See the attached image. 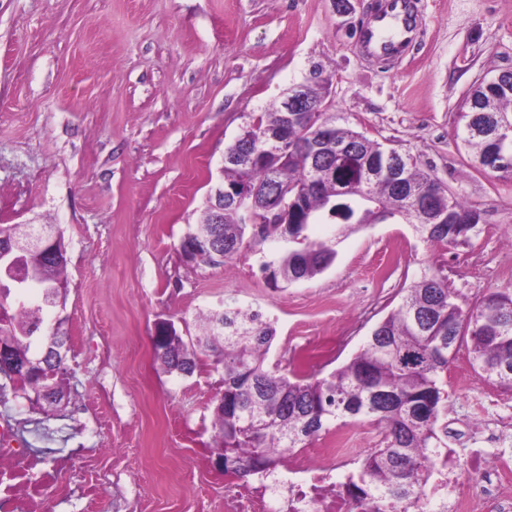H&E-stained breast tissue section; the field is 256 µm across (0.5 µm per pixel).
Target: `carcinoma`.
<instances>
[{"instance_id":"obj_1","label":"carcinoma","mask_w":512,"mask_h":512,"mask_svg":"<svg viewBox=\"0 0 512 512\" xmlns=\"http://www.w3.org/2000/svg\"><path fill=\"white\" fill-rule=\"evenodd\" d=\"M508 86L484 81L469 96L475 107L494 114L506 128L497 153L512 173V77ZM463 143L475 164L494 148L473 112L460 115ZM309 115L285 120L284 112L251 117V133L277 136L288 130V158L277 168L260 157L242 168L224 163V182H247L265 199L276 185L307 192L306 210L314 220L327 215L340 220L339 237L395 216L410 224L427 242L441 247L468 246L482 232V212L459 201L406 151L385 147L347 127L333 125L323 155L336 165L309 168L297 152L299 142L315 133ZM395 152L403 158L399 187L372 165ZM304 210V211H306ZM303 210L291 211L288 223L264 216L260 236L255 225L239 223L224 211V223L213 225L229 259L243 246L256 247L274 237L280 249L261 263L272 280L289 285L324 272L336 258V244L306 234ZM32 254L12 249L0 257V376L24 393H50L42 412L69 398L65 351L70 336L64 320L42 325L43 307L65 304L67 258L41 256L38 276H28ZM275 338L273 324L258 310L226 307L211 312L203 335L187 344L177 329L153 344L169 374L190 377L198 368L197 349L212 356L221 373L224 395L216 399L214 428L224 472L262 479L280 460L277 450L303 448L337 422L367 419L381 426V445L366 456L357 473L347 475L348 494L368 498L373 512H396L404 502L419 503L442 486L448 466V366L463 346L478 372L512 392V289L496 288L464 308L448 288V278L430 268L404 289L398 305L372 329L362 348L322 378L290 379L266 368Z\"/></svg>"}]
</instances>
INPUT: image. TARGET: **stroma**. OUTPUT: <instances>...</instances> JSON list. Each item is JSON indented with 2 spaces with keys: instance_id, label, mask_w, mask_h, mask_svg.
<instances>
[{
  "instance_id": "stroma-1",
  "label": "stroma",
  "mask_w": 512,
  "mask_h": 512,
  "mask_svg": "<svg viewBox=\"0 0 512 512\" xmlns=\"http://www.w3.org/2000/svg\"><path fill=\"white\" fill-rule=\"evenodd\" d=\"M377 0H0V224H49L67 248L64 308L72 399L54 416L9 391L29 447L90 456L80 477L110 483L126 512H224L215 465L219 373H165L157 320L184 340L222 305L260 310L266 363L324 377L429 267L459 301L512 288V178L478 171L458 116L471 87L512 69V0H416L418 41L377 62L355 41ZM336 125L418 156L451 194L483 210L471 245L434 248L399 219L353 232L321 275L288 287L260 268L276 249L185 262L224 153L250 118L274 111L311 67ZM502 396L467 350L448 368V410Z\"/></svg>"
}]
</instances>
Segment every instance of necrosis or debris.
Segmentation results:
<instances>
[{
    "label": "necrosis or debris",
    "instance_id": "obj_1",
    "mask_svg": "<svg viewBox=\"0 0 512 512\" xmlns=\"http://www.w3.org/2000/svg\"><path fill=\"white\" fill-rule=\"evenodd\" d=\"M483 404L480 418L448 430V492L436 502L439 512H512V434L498 429L501 401L487 395ZM352 442L337 434L335 443L290 458L262 486L225 484L224 512H371L342 485ZM72 468V460L50 464L21 448L12 421L0 419V512H46Z\"/></svg>",
    "mask_w": 512,
    "mask_h": 512
}]
</instances>
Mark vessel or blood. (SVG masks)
<instances>
[{
    "mask_svg": "<svg viewBox=\"0 0 512 512\" xmlns=\"http://www.w3.org/2000/svg\"><path fill=\"white\" fill-rule=\"evenodd\" d=\"M413 0H382L372 21L360 32L366 51L380 60L404 56L415 39Z\"/></svg>",
    "mask_w": 512,
    "mask_h": 512,
    "instance_id": "1",
    "label": "vessel or blood"
}]
</instances>
